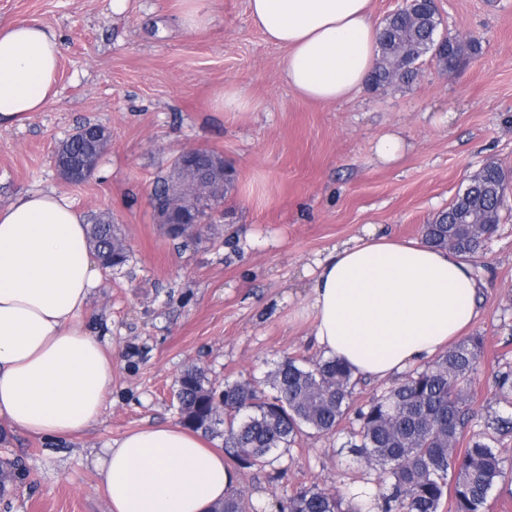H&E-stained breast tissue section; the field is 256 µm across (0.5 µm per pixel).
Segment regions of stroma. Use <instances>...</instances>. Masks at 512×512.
Segmentation results:
<instances>
[{
	"label": "stroma",
	"mask_w": 512,
	"mask_h": 512,
	"mask_svg": "<svg viewBox=\"0 0 512 512\" xmlns=\"http://www.w3.org/2000/svg\"><path fill=\"white\" fill-rule=\"evenodd\" d=\"M175 0H0V24L37 21L61 41L57 96L23 129L0 128V207L26 192L67 194L95 223L109 215L129 248L100 271L83 318L120 359L97 424L53 442L0 432V456L25 465V485L0 512H108L93 463L112 440L147 424L180 423L176 379L204 368L217 384L267 376L287 356L321 355L300 306L316 260L374 228L418 238L483 165L512 173V0H436L440 32L474 40L453 69L423 60L408 84L365 86L348 99L307 101L283 81L282 48L252 25L248 0H210L213 22L189 33ZM242 88L258 107L230 116L215 93ZM86 123L112 132L83 183L52 160ZM390 132L408 144L396 163L373 145ZM221 156L233 180L213 218L174 238L154 220L151 194L185 149ZM485 286L469 333L483 339L469 433L512 414L495 378L512 367V189L501 222L472 259ZM354 420L310 434L279 468L239 475L254 512H275L297 489L360 486L344 448Z\"/></svg>",
	"instance_id": "stroma-1"
}]
</instances>
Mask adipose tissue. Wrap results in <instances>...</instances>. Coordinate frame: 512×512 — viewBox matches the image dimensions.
<instances>
[{
	"instance_id": "ef3b65f1",
	"label": "adipose tissue",
	"mask_w": 512,
	"mask_h": 512,
	"mask_svg": "<svg viewBox=\"0 0 512 512\" xmlns=\"http://www.w3.org/2000/svg\"><path fill=\"white\" fill-rule=\"evenodd\" d=\"M248 10L286 49L283 79L304 99H347L376 66L369 0H248ZM60 56L41 23L0 26V127H24L56 97ZM87 233L84 214L57 191L0 207V422L13 430L66 439L102 414L117 353L83 320L98 283ZM481 288L462 256L371 231L317 260L302 312L325 356L386 381L471 325ZM97 468L109 512H209L234 483L223 451L178 424L112 440Z\"/></svg>"
}]
</instances>
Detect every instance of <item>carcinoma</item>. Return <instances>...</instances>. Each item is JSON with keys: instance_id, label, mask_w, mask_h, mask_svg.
<instances>
[{"instance_id": "cac0c4a2", "label": "carcinoma", "mask_w": 512, "mask_h": 512, "mask_svg": "<svg viewBox=\"0 0 512 512\" xmlns=\"http://www.w3.org/2000/svg\"><path fill=\"white\" fill-rule=\"evenodd\" d=\"M439 18L420 6L407 5L391 14L381 29V61L370 75L376 86L408 82L412 66L423 57L439 64L463 58L469 46L447 39L438 47ZM512 182L498 165H486L470 181L466 210L470 223L439 215L422 227L424 239L464 257L473 255L500 223L498 200ZM93 249L103 269L123 266L128 249L111 219L91 225ZM479 336L451 347L422 369H416L367 404L353 407L358 381L350 368L333 358L300 361L287 357L270 374L274 394L247 381L210 385L197 366L176 380L182 423L205 436L224 441L233 471L263 470L313 431L330 434L354 415L357 429L346 448L373 476L360 492L304 487L279 505V512H362L360 497L375 500L379 512H441L452 495L453 512H489L492 493L507 477L508 459L494 443L512 436V416H494L484 429L465 438L472 421L471 386L482 353ZM466 447H460L461 442ZM27 478L23 465L0 459V499ZM252 504L230 491L214 512H249Z\"/></svg>"}]
</instances>
